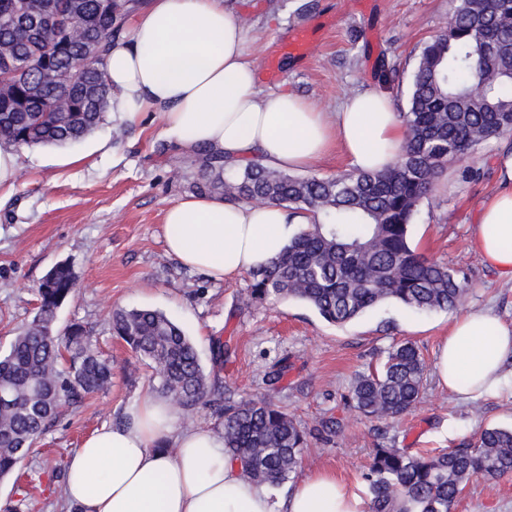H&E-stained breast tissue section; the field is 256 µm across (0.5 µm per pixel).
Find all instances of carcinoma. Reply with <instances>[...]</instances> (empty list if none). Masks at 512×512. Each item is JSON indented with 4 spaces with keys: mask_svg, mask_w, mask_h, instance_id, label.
<instances>
[{
    "mask_svg": "<svg viewBox=\"0 0 512 512\" xmlns=\"http://www.w3.org/2000/svg\"><path fill=\"white\" fill-rule=\"evenodd\" d=\"M137 4L0 0V63L14 70L0 79V143L66 145L99 127L112 110L106 59ZM399 118L407 140L383 171L299 176L256 161L234 167L207 151L191 160L199 195L311 214L277 257L249 272V302L297 299L339 327L385 302L419 312L459 306L465 282L413 248L409 226L449 163L512 131V0H455L448 24L420 46ZM74 288L69 265L47 272L33 318L0 353L1 479L33 452L61 400L112 384V361L94 350L86 328H56ZM110 328L150 362L164 398L192 409L215 394L194 342L163 312L118 308ZM425 370L418 347L400 343L381 369L355 379L351 399L367 417L395 419L421 398ZM222 416L224 450L249 479L273 489L296 473L306 435L285 409L228 397ZM509 476L512 429L488 427L439 452L376 448L365 480L371 512H451L471 479Z\"/></svg>",
    "mask_w": 512,
    "mask_h": 512,
    "instance_id": "carcinoma-1",
    "label": "carcinoma"
}]
</instances>
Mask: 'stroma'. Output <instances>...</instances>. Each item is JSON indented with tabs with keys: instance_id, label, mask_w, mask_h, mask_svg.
Returning <instances> with one entry per match:
<instances>
[{
	"instance_id": "stroma-1",
	"label": "stroma",
	"mask_w": 512,
	"mask_h": 512,
	"mask_svg": "<svg viewBox=\"0 0 512 512\" xmlns=\"http://www.w3.org/2000/svg\"><path fill=\"white\" fill-rule=\"evenodd\" d=\"M224 2L245 28L262 93L286 90L326 112L355 91L405 97L416 50L446 25L453 8L451 0ZM300 29L308 33V50L293 58L282 47ZM384 61L397 66L399 82L380 80ZM497 150L490 142L449 165L420 206L410 236L419 252L466 277L459 313L489 309L512 323V282L471 249L479 207L499 186ZM185 157L156 112L144 113L136 126L106 115L99 129L73 145L22 148L20 182L0 200V349L32 319L41 279L65 262L76 288L58 311L57 327L87 326L114 374L108 390L63 405L37 452L0 480V512H64L69 456L91 432L121 423L142 396L156 394L154 369L110 330L116 308H152L181 324L225 395L265 397L295 416L308 434L297 478L328 471L366 500L371 494L363 474L374 448H456L485 428H512V377L495 395L467 400L438 385L435 361L450 313L386 303L337 327L297 300L247 303L248 275L216 282L183 267L166 251L163 213L190 192ZM217 336L230 348V362L217 356ZM406 340L426 363L420 400L395 420L363 416L350 402L354 380ZM277 364L284 376L272 385L268 374ZM330 418L337 428L326 441L319 430ZM452 512H512V477L470 481Z\"/></svg>"
}]
</instances>
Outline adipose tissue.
I'll use <instances>...</instances> for the list:
<instances>
[{"instance_id":"adipose-tissue-1","label":"adipose tissue","mask_w":512,"mask_h":512,"mask_svg":"<svg viewBox=\"0 0 512 512\" xmlns=\"http://www.w3.org/2000/svg\"><path fill=\"white\" fill-rule=\"evenodd\" d=\"M106 70L123 120L160 113L185 151L204 147L233 164L255 158L303 171L338 148L353 168L382 170L406 140L391 99L375 90L345 96L334 112L288 91L260 96L245 31L224 0H151L113 45ZM498 158L500 187L482 202L471 241L512 281V147ZM310 222L277 205L208 196L184 197L163 215L168 252L215 281L268 264ZM510 359L512 324L472 311L451 319L438 346L439 382L464 398L488 396ZM64 496L68 512H364L362 496L326 471L273 499L225 456L223 435L178 427L171 404L152 395L70 455Z\"/></svg>"}]
</instances>
